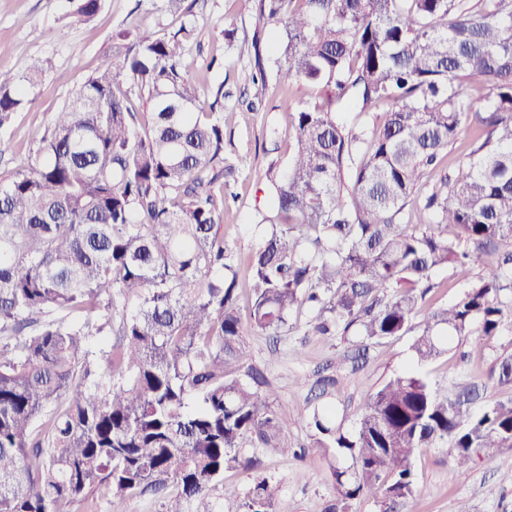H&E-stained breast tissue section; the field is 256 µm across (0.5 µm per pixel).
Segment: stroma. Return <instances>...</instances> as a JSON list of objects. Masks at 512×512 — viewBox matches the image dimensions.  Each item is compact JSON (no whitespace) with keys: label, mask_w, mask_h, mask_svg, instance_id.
<instances>
[{"label":"stroma","mask_w":512,"mask_h":512,"mask_svg":"<svg viewBox=\"0 0 512 512\" xmlns=\"http://www.w3.org/2000/svg\"><path fill=\"white\" fill-rule=\"evenodd\" d=\"M77 0H0V69L24 73L34 59L47 69L32 100L15 113L11 124L0 129V180H9L22 160L34 157L40 138L48 130L54 112L72 97L111 54L122 30L148 26L159 32L179 26L162 0H103L91 21L80 20ZM196 40L185 63L187 77L198 88L200 107L209 111L212 91L223 86L224 155L236 165L227 191L232 199L224 211L221 231L235 256L240 277H247L246 256L260 240L258 211L266 205L267 189L262 175L269 164L286 166L292 142L288 136V111L309 98L310 88L301 81L280 87L269 81L264 96L240 80L242 68H253L256 58L270 60L275 35L259 24L257 0H195L192 8ZM65 27L64 38L50 32ZM234 30V43H226L225 30ZM480 270L471 266L446 265L433 271V290L417 311L424 320L431 309L456 300L476 281ZM308 308L293 310L290 328L277 336L248 333L249 364L260 369L276 395V408L292 426L288 441L304 447V458L261 457L258 449L243 444V458H260L258 468H240L225 473L222 492L225 506L244 495L255 478H268L275 488L276 512H324L334 502L336 489L330 454L317 444V434L306 425L314 402L298 380L328 379L324 404L335 412V422L353 431L368 396L395 374L422 369L438 387L472 379L485 383L482 402L492 404L512 398V384H499L497 362L512 353V331L476 342L467 337L454 341L448 352L417 366L410 351L412 336H396L369 347L359 369L334 368L349 345L342 335L312 333ZM416 493L402 512H456L467 502L471 512H512V483L503 482L512 471V448L499 453L494 465L474 462L466 476H458L448 461L446 449L425 448L412 458Z\"/></svg>","instance_id":"stroma-1"}]
</instances>
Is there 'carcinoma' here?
Listing matches in <instances>:
<instances>
[{"instance_id": "carcinoma-1", "label": "carcinoma", "mask_w": 512, "mask_h": 512, "mask_svg": "<svg viewBox=\"0 0 512 512\" xmlns=\"http://www.w3.org/2000/svg\"><path fill=\"white\" fill-rule=\"evenodd\" d=\"M185 17L102 60L53 115L35 162L0 182V512H116L162 496V512L216 510L224 472L248 441L285 455L288 417L246 363L250 328L277 335L293 309L310 330L356 328L367 348L415 333L421 366L456 338L496 336L512 320V0H258L277 33L276 82L326 89L291 113L292 155L271 164L264 230L248 257V325L220 234L235 167L224 157V84L199 111L183 57ZM246 83L267 86L262 60ZM41 61L0 70V128L36 93ZM484 93L472 111L463 87ZM151 112L133 111L129 94ZM388 106L355 131L341 112ZM472 135L455 178L448 144ZM422 199L433 223L407 229ZM472 264L481 276L457 300L413 316L431 272ZM482 386L441 390L418 371L390 378L344 432L314 410L333 449L339 495L382 494L381 512L414 496L412 458L441 442L465 475L512 448V399L475 409ZM257 478L229 512H274Z\"/></svg>"}]
</instances>
